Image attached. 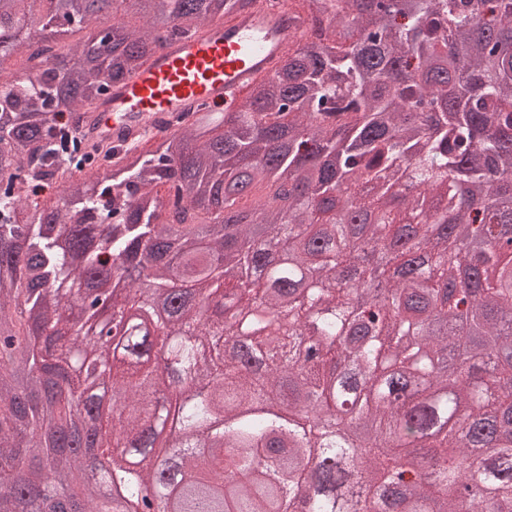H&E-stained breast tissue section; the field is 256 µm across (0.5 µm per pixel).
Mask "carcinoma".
Instances as JSON below:
<instances>
[{
  "instance_id": "obj_1",
  "label": "carcinoma",
  "mask_w": 512,
  "mask_h": 512,
  "mask_svg": "<svg viewBox=\"0 0 512 512\" xmlns=\"http://www.w3.org/2000/svg\"><path fill=\"white\" fill-rule=\"evenodd\" d=\"M112 2L142 24L104 50L86 0H0L22 36L0 40V176L18 170L0 192V459L27 475L18 493L70 483L79 448L113 445L94 415L108 393L137 403L131 451L151 447L160 401L144 384L181 380L146 368L162 345L195 387L177 410L191 451L173 474L118 463L102 487L178 481L177 512H282L306 459L302 512H512V446L487 440L495 403L512 413V238L492 231L512 226V0H304L303 43L240 111L188 112L151 151L108 141L94 166L61 149V122L92 126L160 29L173 42L250 0ZM42 13L50 39L33 35ZM52 184L55 205L40 199ZM360 212L375 222L358 239ZM281 241L291 262L276 265ZM369 250L429 258L393 284L337 278ZM141 269L170 285L157 334L112 359L78 341L101 316L84 290ZM336 408L359 444L326 435ZM227 469L241 479L219 491Z\"/></svg>"
}]
</instances>
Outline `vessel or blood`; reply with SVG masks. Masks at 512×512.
<instances>
[{"mask_svg": "<svg viewBox=\"0 0 512 512\" xmlns=\"http://www.w3.org/2000/svg\"><path fill=\"white\" fill-rule=\"evenodd\" d=\"M305 22L293 8L268 10L263 0L151 55L113 84L94 107L99 130L112 139L148 142L174 112L195 104L221 112L243 102L295 49Z\"/></svg>", "mask_w": 512, "mask_h": 512, "instance_id": "obj_1", "label": "vessel or blood"}]
</instances>
